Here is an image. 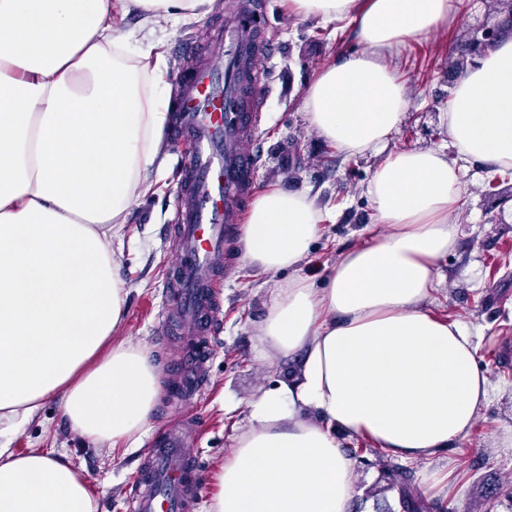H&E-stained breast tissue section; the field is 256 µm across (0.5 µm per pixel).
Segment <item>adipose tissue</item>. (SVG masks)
Here are the masks:
<instances>
[{
    "instance_id": "adipose-tissue-1",
    "label": "adipose tissue",
    "mask_w": 512,
    "mask_h": 512,
    "mask_svg": "<svg viewBox=\"0 0 512 512\" xmlns=\"http://www.w3.org/2000/svg\"><path fill=\"white\" fill-rule=\"evenodd\" d=\"M215 0H0V423L59 400L92 441L135 445L159 384L148 353L113 344L126 290L112 240L150 172L163 171L170 119L163 56L133 54L112 24L140 13L154 30L199 20ZM323 23L351 19L360 52L322 69L304 99L319 135L344 152L384 154L366 187L383 235L354 248L325 287L277 288L263 357L302 352L299 377L248 403L211 512H349L357 461L337 432L420 460L470 431L489 395L476 346L429 310L437 263L453 248L459 164L512 168V36L457 82L440 120L454 148L387 153L411 100L385 62L447 23L450 0H289ZM324 215L306 193L253 201L240 243L264 272L303 263ZM0 512H97L86 479L55 450L0 444Z\"/></svg>"
}]
</instances>
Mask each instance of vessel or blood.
Returning <instances> with one entry per match:
<instances>
[{"label":"vessel or blood","mask_w":512,"mask_h":512,"mask_svg":"<svg viewBox=\"0 0 512 512\" xmlns=\"http://www.w3.org/2000/svg\"><path fill=\"white\" fill-rule=\"evenodd\" d=\"M228 17L203 41L183 45L186 67L175 77L174 107L167 137L183 142L177 203L170 226L176 259L163 288L174 301L175 324L161 336L179 333L189 347L171 378L193 397L205 375L198 343L216 326L224 267V241L237 228L257 188L253 150L257 117L268 96L261 62L271 48L248 24L255 0H230ZM197 426L190 412L168 416L129 488L128 512H193L201 475L188 450Z\"/></svg>","instance_id":"vessel-or-blood-1"}]
</instances>
